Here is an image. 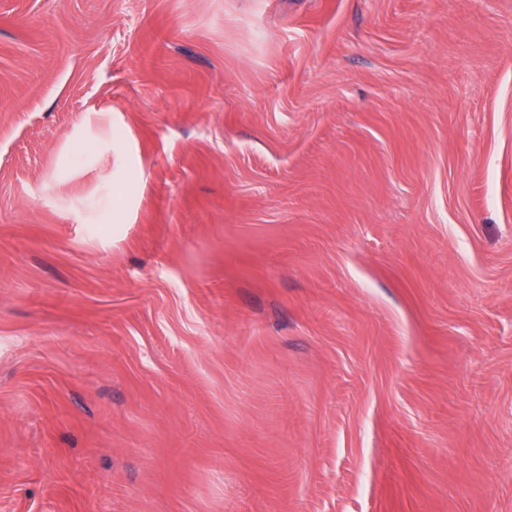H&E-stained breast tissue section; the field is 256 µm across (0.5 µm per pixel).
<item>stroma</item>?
<instances>
[{"label": "stroma", "mask_w": 512, "mask_h": 512, "mask_svg": "<svg viewBox=\"0 0 512 512\" xmlns=\"http://www.w3.org/2000/svg\"><path fill=\"white\" fill-rule=\"evenodd\" d=\"M0 512H512V0H0Z\"/></svg>", "instance_id": "1"}]
</instances>
